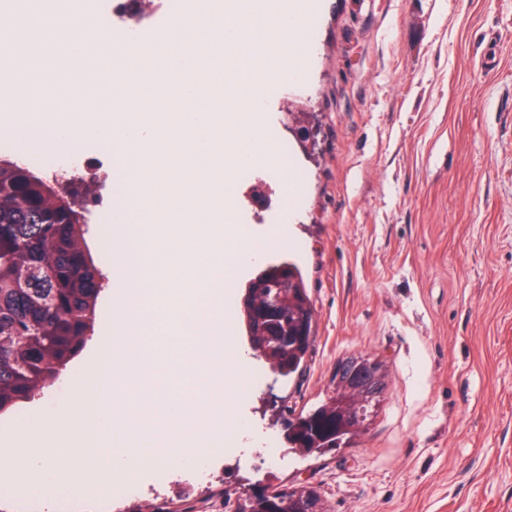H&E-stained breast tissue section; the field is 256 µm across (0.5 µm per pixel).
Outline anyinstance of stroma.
I'll return each instance as SVG.
<instances>
[{
    "instance_id": "stroma-1",
    "label": "stroma",
    "mask_w": 512,
    "mask_h": 512,
    "mask_svg": "<svg viewBox=\"0 0 512 512\" xmlns=\"http://www.w3.org/2000/svg\"><path fill=\"white\" fill-rule=\"evenodd\" d=\"M298 88L318 135L303 146L282 86L263 102L284 160L259 163L234 221L255 241L288 221L228 295L227 348L247 360L244 418L187 483L183 466L124 485L122 501L0 512H238L245 489L315 491L322 512H512V0H318ZM88 242L111 277L117 163L96 140ZM296 263L313 304L302 370L280 376L241 321L260 265ZM382 362L387 388L349 447L288 449L284 422L327 401L337 364ZM284 451L267 469L268 449Z\"/></svg>"
}]
</instances>
